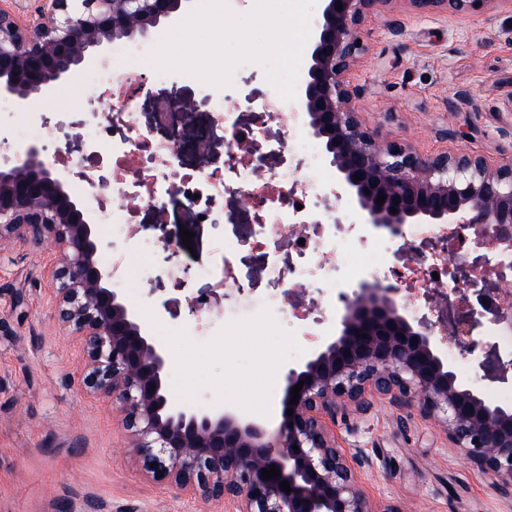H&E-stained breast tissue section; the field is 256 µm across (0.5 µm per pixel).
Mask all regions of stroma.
Returning a JSON list of instances; mask_svg holds the SVG:
<instances>
[{"instance_id":"obj_1","label":"stroma","mask_w":512,"mask_h":512,"mask_svg":"<svg viewBox=\"0 0 512 512\" xmlns=\"http://www.w3.org/2000/svg\"><path fill=\"white\" fill-rule=\"evenodd\" d=\"M365 52L352 74L364 122L388 140L435 155L476 152L512 159V10L497 8L459 18L421 13L397 4L370 13L360 29ZM135 67L147 80L132 112L152 122L154 102L185 98L187 125L209 122V106L188 83L150 80L151 65ZM112 102H90L78 78L56 83L17 109L18 120L45 125L48 152L63 151L69 168L86 161L85 135L111 112ZM229 149L215 131L207 151L181 150L184 171L223 168ZM251 211L219 202L207 222L177 189L142 207L131 234L152 239L147 265L123 293L141 321L168 351V391L193 406L228 404L261 420L270 436L283 421L284 373L306 358L323 327L300 324V349L288 354L287 322L257 317L214 336L194 335L189 301L216 283L230 295L259 299L283 292L268 274L263 252L253 249ZM192 231L183 244L181 230ZM233 276L220 281L224 248ZM56 260L49 246L14 241L0 245V512H221L143 477L118 416L86 396L77 383L79 354L59 328L48 290ZM333 429L343 447L364 449L363 489L374 506L399 504L403 512H512L439 430L415 417L401 423L387 401L365 415H337Z\"/></svg>"}]
</instances>
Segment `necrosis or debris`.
Masks as SVG:
<instances>
[{
    "label": "necrosis or debris",
    "mask_w": 512,
    "mask_h": 512,
    "mask_svg": "<svg viewBox=\"0 0 512 512\" xmlns=\"http://www.w3.org/2000/svg\"><path fill=\"white\" fill-rule=\"evenodd\" d=\"M148 52L149 47L145 44L118 47L111 67L84 76L88 96L99 97L109 89L121 95H133L142 81L141 74L133 69V62ZM195 86L209 103L214 126L223 129L227 135L238 134L265 145L268 154L276 156V163L259 171L252 161L233 159L219 173L183 172L179 165L180 117L165 98L156 100L154 112L156 124L170 127L168 135L160 137L154 130L134 127L125 137L113 139L108 135V123L93 125L86 134L87 153L98 159H111L112 196L120 201L108 219L113 236L127 237L136 210L150 205L169 187L177 185L183 194L194 195L193 205L203 216L208 215L213 205L228 193L239 190L264 199L259 208L260 219L253 230L255 245L273 248L280 232L292 224H307L314 228L305 238L289 237V248L296 257L287 264L272 259L268 271L274 279L295 286L311 281L332 284L340 275L352 281L377 278L378 263H366L356 252L362 225L342 226L334 217L319 212V205L327 198L326 187L301 172L302 167L313 168L319 163L316 148L303 136L307 124L305 113L297 111L294 104L281 100L277 93L269 92L251 102L252 109L262 114V121L242 127L230 110L226 88L200 80ZM279 122L288 129V140L270 139V127ZM288 313L285 296L273 294L246 304L237 302L221 314L201 318L194 333L203 336L212 325L219 323L227 327L250 316L280 321Z\"/></svg>",
    "instance_id": "necrosis-or-debris-1"
}]
</instances>
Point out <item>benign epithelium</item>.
<instances>
[{
  "label": "benign epithelium",
  "instance_id": "benign-epithelium-1",
  "mask_svg": "<svg viewBox=\"0 0 512 512\" xmlns=\"http://www.w3.org/2000/svg\"><path fill=\"white\" fill-rule=\"evenodd\" d=\"M46 2L48 16L27 29L0 10V97L20 105L106 57L114 43L174 22L189 0ZM392 2L324 0L299 95L307 133L373 230L401 237L409 224H453V237L410 244L406 253L446 259L471 230L474 256L463 267L448 266V277L462 281L453 293L424 289L421 311L409 310L402 289L388 279L340 293L342 314L331 333L285 372L286 409L293 415L276 441L262 422L230 405L196 408L171 399L166 349L112 289V267L99 261L96 218L70 195L59 169L62 154L50 161L43 147L31 145L0 161V239L49 241L59 249L52 293L60 326L79 351L82 385L118 412L147 478L205 503L231 501L235 512H375L356 470L369 463L364 449L342 447L330 424L338 413L367 414L378 398L432 422L495 491L512 498V404L489 401L482 387L460 382L443 353L456 339L464 353L479 358L482 380L506 384L512 375L492 337L457 336L474 323L471 299L477 296L495 299L480 317L512 324V273L485 254L512 244V161L454 151L424 156L381 141L362 122L358 88L349 78L364 52L357 46L359 28ZM404 2L453 16L512 7V0ZM380 194L385 200L378 206ZM301 381L298 403L291 404V389ZM272 465L280 476L263 479L261 470ZM282 481L292 492L281 490Z\"/></svg>",
  "mask_w": 512,
  "mask_h": 512
}]
</instances>
